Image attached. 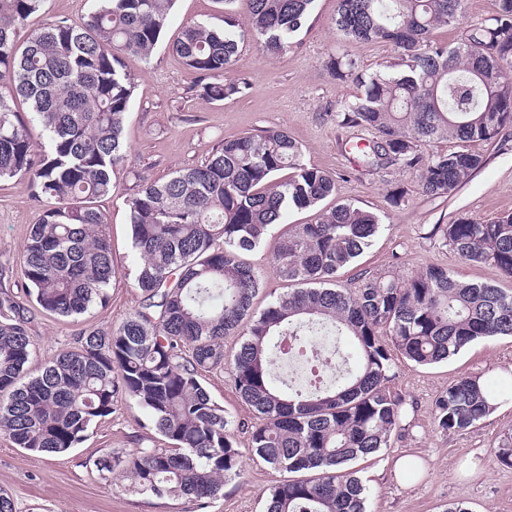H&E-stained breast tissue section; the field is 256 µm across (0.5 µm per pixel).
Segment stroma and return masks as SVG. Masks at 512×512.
Instances as JSON below:
<instances>
[{"label":"stroma","mask_w":512,"mask_h":512,"mask_svg":"<svg viewBox=\"0 0 512 512\" xmlns=\"http://www.w3.org/2000/svg\"><path fill=\"white\" fill-rule=\"evenodd\" d=\"M495 0H465L459 25L436 30V42L457 43L465 30L484 23ZM336 0H315L312 13L288 54L270 59L253 39L240 45L233 77L247 79L246 96L208 102L200 94V75L170 49L184 22L219 23L216 0H177L172 19L158 47L143 58L127 55L124 69L135 83L124 138L126 160L112 177L114 189L99 198L98 208L109 217L116 277L106 308H95L76 320L35 310L29 324L34 351L31 373H38L58 353L70 349L89 328H110L138 309L141 294L134 286L138 257L131 246L126 199L147 181H164L171 173L200 165L225 140L270 129L288 131L303 149L304 162L330 173L336 191L325 207L352 203L378 214L385 226L354 263L339 270L336 280L355 288L367 278L402 277L430 265L447 267L464 282L485 283L512 291V279L488 264L466 262L445 244L434 225L466 216L487 223L512 211V130L505 142H473L485 166L452 194L429 198L417 190L411 173L388 168L374 172L358 166L350 146L361 137L358 127L337 125L336 105L359 96L357 84H339L325 68L329 52L357 59L373 71L396 52L384 42L345 41L331 19ZM405 187L402 206H392L391 191ZM44 205L33 194L28 178L0 180V284L22 291L21 260L33 224ZM275 238L247 253L259 268L264 285L256 308L289 290L273 267ZM480 376L494 389L497 407L473 427L444 432L436 424L434 403L461 376ZM201 382L223 406L243 452L242 477L227 480L223 496L206 507L186 498H158L137 491L132 481L116 475L102 479L95 462L105 454H127L139 448H162L166 442L153 429L145 409L122 399L110 416L93 426L78 448L64 455H41L0 437V489L12 497L15 512H264L271 488L281 481L249 450L248 424L254 414L238 397L229 371H211ZM388 389L403 402L404 417L387 448L358 460L355 468L368 491V512H438L441 505L462 501L470 512H512V466L500 463L497 450L512 438V336L483 339L447 361L420 366L393 355ZM418 456L413 474H398L393 462L404 454Z\"/></svg>","instance_id":"obj_1"}]
</instances>
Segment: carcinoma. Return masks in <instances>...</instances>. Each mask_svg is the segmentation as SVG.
<instances>
[{
	"instance_id": "cac0c4a2",
	"label": "carcinoma",
	"mask_w": 512,
	"mask_h": 512,
	"mask_svg": "<svg viewBox=\"0 0 512 512\" xmlns=\"http://www.w3.org/2000/svg\"><path fill=\"white\" fill-rule=\"evenodd\" d=\"M44 2L0 0V179L29 177L45 202L23 250L26 298L0 286V436L32 452L68 453L118 400L132 399L171 447L108 454L96 463L101 475L117 472L160 498L213 499L241 475L242 452L199 374L228 365L257 418L251 452L276 471L300 474L273 487L265 512H368L352 464L387 447L400 424L402 402L387 388L392 352L428 365L475 341L512 336V292L462 283L438 265L402 279L368 278L354 291L336 286V273L384 229L381 218L351 203L321 208L335 192L333 176L303 162L288 132L247 133L126 200L140 259L139 309L117 327L82 332L27 376L33 309L76 318L110 300L116 268L94 202L112 192L114 168L128 152L123 131L134 83L122 56L148 57L176 4L96 0L85 19L57 20L20 38ZM216 2L224 26L188 21L172 44L201 74L202 96L212 102L250 88L224 78L244 31L236 0ZM247 3L249 33L273 59L292 47L314 0ZM463 12L464 0H337L332 19L348 41L397 49L395 61L372 73L344 53L328 55L330 76L362 89L339 104L336 122L375 134L360 148L364 166L412 171L428 197L456 191L486 160L466 148L430 157L426 146L491 142L512 129V0H496L489 22L453 46L432 40ZM18 97L29 106L27 119L15 110ZM35 127L48 141L41 154ZM303 209L318 210L316 221L289 226L274 252L277 276L296 288L257 311L263 277L243 254ZM435 232L462 259L512 278V212L485 224L460 216ZM313 331L344 340L355 369L330 387L277 385L271 366L281 337H297L300 349ZM233 334L244 341L229 359L224 337ZM495 406L490 387L464 375L436 398V423L463 431Z\"/></svg>"
}]
</instances>
